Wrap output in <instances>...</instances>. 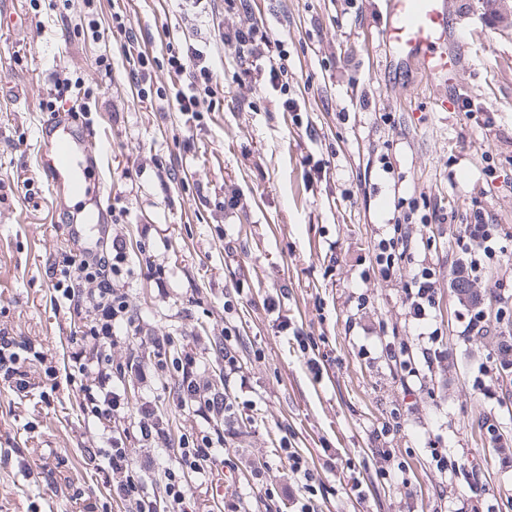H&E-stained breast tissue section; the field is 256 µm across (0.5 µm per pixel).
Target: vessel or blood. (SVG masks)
I'll use <instances>...</instances> for the list:
<instances>
[{"label":"vessel or blood","mask_w":512,"mask_h":512,"mask_svg":"<svg viewBox=\"0 0 512 512\" xmlns=\"http://www.w3.org/2000/svg\"><path fill=\"white\" fill-rule=\"evenodd\" d=\"M386 44L402 60L414 63L428 79L447 77L457 61L449 56L448 0H385ZM39 172L56 199L64 224H104L105 206L97 158L86 146L71 113H49L38 152Z\"/></svg>","instance_id":"obj_1"}]
</instances>
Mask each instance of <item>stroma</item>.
I'll return each instance as SVG.
<instances>
[{
    "label": "stroma",
    "mask_w": 512,
    "mask_h": 512,
    "mask_svg": "<svg viewBox=\"0 0 512 512\" xmlns=\"http://www.w3.org/2000/svg\"><path fill=\"white\" fill-rule=\"evenodd\" d=\"M450 2L448 47L462 49L463 60L450 78L429 83L386 46L384 0H250L226 15L180 0H0V12L21 22L0 24V324L45 355L31 367L40 385L25 398L0 389V512H79L77 488L112 500L84 460L100 431L79 408L80 383L67 362L72 321L50 282L56 259L100 236L75 238L56 222L36 170L41 103L57 73L96 101L91 146L121 216L107 230L130 256L131 308L155 333L185 335V351L205 360L215 383L213 348L224 325L240 331L241 397L257 412L237 471L214 478L215 497H243L247 512H287L284 496L248 487L253 460L272 457L286 432L314 460L323 512H454L474 480L496 512H512V470L501 467L483 428L492 413L512 437V372H501L497 402L468 383L512 325L463 338L453 286L461 258L453 233L475 213L498 225L499 244L512 253V23L500 22L488 0ZM118 10L155 56L170 43L209 42L224 75L222 111L195 126L165 102L133 94V58L112 27ZM254 22L281 41L286 91L255 88L224 56L221 26ZM244 96L252 108L238 107ZM287 97L300 104L297 122L281 110ZM174 162L183 168L179 183L164 170ZM27 179L35 195H26ZM230 192L241 199L232 213L218 205ZM403 198L422 202L440 232L426 246L427 228L413 226L401 272L384 280L371 274L372 247ZM424 261L438 271L436 319L448 360L408 379L388 359L359 357L360 326L376 321L385 336L410 341L406 284ZM238 287L245 294L225 315L224 297ZM294 329L318 342V370L292 343ZM396 412L403 423L387 442L409 469L405 486L378 478L388 462L372 437ZM430 441L446 445L456 475L431 464ZM46 461L69 477V489L40 478ZM347 467L364 475L361 491L341 483Z\"/></svg>",
    "instance_id": "obj_1"
}]
</instances>
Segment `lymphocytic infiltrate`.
I'll use <instances>...</instances> for the list:
<instances>
[{"label": "lymphocytic infiltrate", "mask_w": 512, "mask_h": 512, "mask_svg": "<svg viewBox=\"0 0 512 512\" xmlns=\"http://www.w3.org/2000/svg\"><path fill=\"white\" fill-rule=\"evenodd\" d=\"M221 42L240 64L264 71L271 87H278L284 70L273 56L278 40L265 26L230 28ZM167 64L179 82L161 96L197 122L205 110V97L216 81L202 50L188 47L167 49ZM413 212L396 218L390 237L375 246V263L382 277L394 275L400 260L410 252V225ZM498 227L475 218L460 225L456 243L463 255L454 271L455 279L466 282L465 333L483 332L488 314L480 288L484 264L496 259ZM127 254L120 241L111 248H82L63 255L52 269V287L66 300L71 313L80 320L79 334L72 337L69 360L73 376L80 382L81 409L109 436L106 447L86 449V463L106 484L113 498L124 502L126 512H198L193 480H204L216 467L234 468L233 453L252 417L248 402L239 400L233 385L244 378L240 356V336L234 325L224 327V380L214 386L203 361L192 355L172 358L177 342L172 335H156L128 303L121 282ZM437 273L421 264L407 283L409 312L416 320V335L423 341L421 355L426 366L440 364L442 331L432 313ZM137 343L140 353L124 362H114L112 349L120 341ZM31 342L0 328V387L21 396L31 385L26 369ZM177 372V402L182 411L197 419L194 432L172 442L152 396L165 384L169 372ZM136 382L142 401L134 415H127L126 387ZM143 442L139 452H131L130 440ZM279 457L296 482L289 489L291 512H318L314 470L304 452L288 439L279 442ZM164 478V495L151 496L145 480L150 475Z\"/></svg>", "instance_id": "1"}]
</instances>
